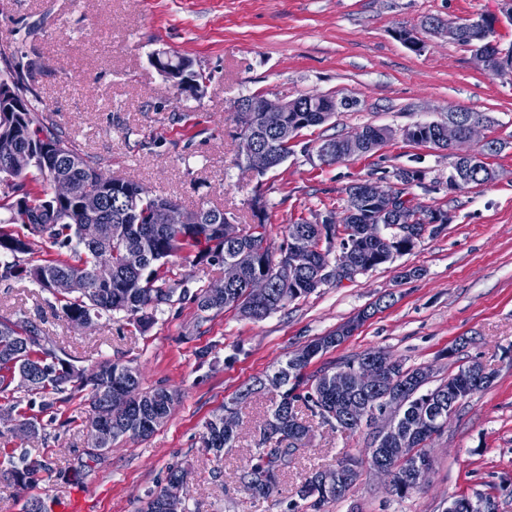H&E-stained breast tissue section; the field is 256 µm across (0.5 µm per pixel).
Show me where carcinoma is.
<instances>
[{
  "instance_id": "carcinoma-1",
  "label": "carcinoma",
  "mask_w": 512,
  "mask_h": 512,
  "mask_svg": "<svg viewBox=\"0 0 512 512\" xmlns=\"http://www.w3.org/2000/svg\"><path fill=\"white\" fill-rule=\"evenodd\" d=\"M27 84L13 80L10 92L0 96V136L16 142L25 159L24 167L9 171L0 164V180L9 177L15 180L16 196L0 197V210L9 213L0 219V278L28 279L41 289L45 282L57 275L77 278L79 288L63 297L55 298L62 311L72 322L88 316L124 312L130 321L140 325L151 319L147 310L153 311L171 302L177 292L187 293L182 282L167 278L168 261L182 252L206 244L204 257L217 262L235 260L242 268V278L232 287L224 289V298L215 300L207 295V288L199 289L193 301L202 313L221 312L226 308L244 311L252 304L247 293L248 282L263 276L268 280L271 296L279 306L305 298L320 285L314 281L315 272L308 269L295 277L293 284L279 277V258L275 257L266 241V224H250L237 239H226L220 231L225 213L217 209H201L199 224H165L162 220L163 206L170 199L154 194L135 195L138 182L127 179L118 186L112 184V176L105 173L91 156L82 153L52 121L32 111L27 93ZM303 106L301 112L287 113L286 125L279 132L264 130L254 112L235 113L239 137H251L262 144H271L278 149L277 162L285 161L290 152L289 140L307 127L325 123L335 112L346 109L349 104L336 97L309 94L298 98ZM414 143L436 144L435 124L426 122L416 133L405 135ZM351 137L333 138L325 141L332 149L329 162L347 160L355 155L370 152L364 147L356 152L349 149ZM65 165L72 169L74 195L62 202L55 201L48 193L46 173L53 165ZM35 169L41 179L40 190L31 192L21 176ZM363 185L349 188L347 214L342 230L327 223L329 234L323 236L319 224L303 221L287 227L285 245L308 248L316 262L324 259L322 252H331L349 246L357 253L362 272L370 271L381 262L377 256L390 247L396 251L406 240L396 236V224H408L414 220L417 210L399 206L396 210L380 215L367 214L361 196ZM87 193L101 197L99 209L93 220L101 227V238L87 242L81 234L82 220L79 216L80 201ZM10 224H23L28 234L19 235L8 229ZM47 244L55 250V257L45 258L37 265L20 263V256L30 254L37 244ZM136 247L144 253L143 266L131 270L123 262L126 249ZM107 256L112 259V283L100 285L93 270L97 260ZM310 362L297 363L289 356L285 363L254 380V383L232 400L231 405L246 402L252 395L264 390L280 391L279 400L272 403L269 414L259 428V439L255 452L250 456L241 480L244 491L253 497H266L279 484L282 473L293 461L297 448L291 445L307 434V427L296 411V404L330 423L336 417V391L325 381L322 367L307 372ZM96 373L86 375L69 360L62 357L59 349L47 336L25 322L0 319V393L15 390V380L22 371L32 378L28 392L32 394L58 395L67 402L76 393L89 392V407L100 406L105 394L118 387H129L138 396L137 403L128 416L112 420V439L124 435L148 436L163 419L170 416L176 401L175 394L163 385L151 390H141L140 371L132 366L104 360L95 367ZM421 368H405L395 362L392 375L399 384L406 386L401 402L396 406L402 428L414 435V445L419 446L427 436L439 433L448 423V386L461 390L459 400L477 392L465 367L448 375V379L434 388L427 387V379L420 376ZM44 430L38 417L18 413L16 423L0 429L5 433L28 431L35 435ZM238 434L224 432V410H219L205 422L202 447L217 459L222 460L226 450L235 447ZM288 441L285 453L271 450L272 439ZM87 460L69 471L57 472V478L67 482L98 462L101 456L86 453ZM49 472L51 467L45 460H31L23 453L19 461L8 460V466L0 469V477L13 480L15 477ZM321 471L313 470L296 492L299 501L288 504V512H326L332 502L344 498L334 487L320 484Z\"/></svg>"
}]
</instances>
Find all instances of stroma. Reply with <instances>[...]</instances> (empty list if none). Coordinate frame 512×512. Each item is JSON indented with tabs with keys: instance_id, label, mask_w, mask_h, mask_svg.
Wrapping results in <instances>:
<instances>
[{
	"instance_id": "obj_1",
	"label": "stroma",
	"mask_w": 512,
	"mask_h": 512,
	"mask_svg": "<svg viewBox=\"0 0 512 512\" xmlns=\"http://www.w3.org/2000/svg\"><path fill=\"white\" fill-rule=\"evenodd\" d=\"M503 7V0H0V52L21 57L32 107L112 175L188 210H224L242 227L253 221L250 200L262 196L274 250L287 225L341 220L353 184L402 188L400 169L421 175L406 189L413 208L448 216L442 231L424 235L411 251L260 321L232 308L203 319L176 296L142 327L121 314L76 326L33 283L0 281V316L37 326L76 365L130 364L140 369L143 388L177 392L166 422L149 437L114 440L77 481L44 472L27 487L0 481V512H23L30 498L52 506L71 495L83 512H137L175 463L188 473L189 512H286L308 471L350 457L358 478L328 512H446L459 496L483 494L499 512H512V74L490 75L468 46L424 26L430 17L452 25L496 15V38L506 46L512 20ZM402 29L419 48L399 39ZM158 50L191 60L204 76L199 96L179 92L152 65ZM254 93L283 101L322 93L354 105L301 130L287 159L259 176L238 162L234 121L238 99ZM460 109L492 119L461 151H480L487 138L502 148L485 158L493 181L452 190L447 150L411 143L402 131ZM368 125L392 135L345 161L314 156L323 141ZM169 269L193 291L224 278L223 264L194 251L172 258ZM381 298L386 307L314 367L377 348L405 366L431 368L436 384L476 360L494 373L493 384L457 407L427 442L429 474L406 497L391 495L371 466V428L344 430L305 410L309 432L291 467L269 496L250 498L240 475L271 394L242 405L240 438L223 460L200 444L204 421L253 377ZM88 413L83 392L56 404L41 439L0 438V462L26 452L54 470L71 469L87 446Z\"/></svg>"
}]
</instances>
